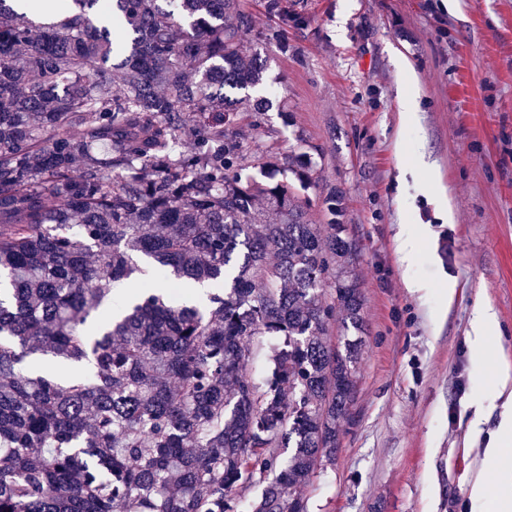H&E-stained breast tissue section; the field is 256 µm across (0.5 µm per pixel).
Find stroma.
Returning <instances> with one entry per match:
<instances>
[{
    "mask_svg": "<svg viewBox=\"0 0 512 512\" xmlns=\"http://www.w3.org/2000/svg\"><path fill=\"white\" fill-rule=\"evenodd\" d=\"M283 3L274 16L241 0L243 50L266 62L250 98L230 93L245 172L293 180L284 160L304 152L342 191L367 334L336 461L305 490L310 512H481L470 491L498 423L493 372L512 365V0ZM268 30L287 48L259 40ZM402 58L418 79L411 120L397 99ZM422 152L430 169L401 178ZM440 192L448 222L434 216ZM405 228L418 231L406 261ZM480 300L500 330L482 359L470 336Z\"/></svg>",
    "mask_w": 512,
    "mask_h": 512,
    "instance_id": "obj_1",
    "label": "stroma"
}]
</instances>
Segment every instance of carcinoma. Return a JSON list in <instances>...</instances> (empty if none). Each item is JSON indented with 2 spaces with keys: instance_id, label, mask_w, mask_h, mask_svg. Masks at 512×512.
<instances>
[{
  "instance_id": "obj_1",
  "label": "carcinoma",
  "mask_w": 512,
  "mask_h": 512,
  "mask_svg": "<svg viewBox=\"0 0 512 512\" xmlns=\"http://www.w3.org/2000/svg\"><path fill=\"white\" fill-rule=\"evenodd\" d=\"M248 26L239 0H0V512H237L251 487L310 512L355 398L358 247L338 188L313 224L243 174Z\"/></svg>"
}]
</instances>
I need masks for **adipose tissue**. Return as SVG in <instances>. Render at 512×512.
<instances>
[{"instance_id": "obj_1", "label": "adipose tissue", "mask_w": 512, "mask_h": 512, "mask_svg": "<svg viewBox=\"0 0 512 512\" xmlns=\"http://www.w3.org/2000/svg\"><path fill=\"white\" fill-rule=\"evenodd\" d=\"M497 397L502 402V420L483 450L482 473L472 485V499L491 500L493 512H512V372L501 371L496 381ZM497 475L496 494H488L484 473Z\"/></svg>"}]
</instances>
